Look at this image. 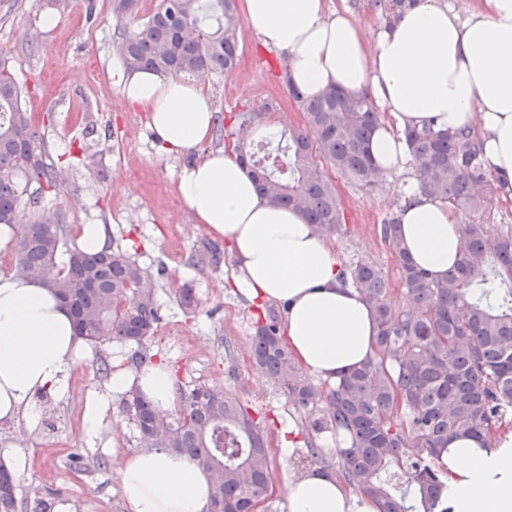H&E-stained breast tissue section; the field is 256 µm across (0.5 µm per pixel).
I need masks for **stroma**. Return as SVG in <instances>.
I'll use <instances>...</instances> for the list:
<instances>
[{"label": "stroma", "mask_w": 512, "mask_h": 512, "mask_svg": "<svg viewBox=\"0 0 512 512\" xmlns=\"http://www.w3.org/2000/svg\"><path fill=\"white\" fill-rule=\"evenodd\" d=\"M91 1L96 14L90 19ZM160 2L141 0L139 16L119 21L108 0H66L62 9L49 0H0V51L8 54L24 87L23 102L34 113L54 163L66 169L64 182L47 200L64 218L68 248H75L81 225H102L107 243L128 251L155 288L161 321L149 343L152 364L176 381L224 386L250 410L270 413L267 437L275 480L260 512H287V481L312 469L335 470L336 444L321 434L323 459L303 456L311 416L287 403L251 363V318L258 303L235 287L228 246L206 226H193L177 191L179 169L201 157V150L176 155L162 149L147 113L131 109L112 80L117 43ZM48 17L54 18L53 27L45 26ZM238 39L237 68L205 80L218 115L228 118L273 102L276 116L288 126H304V112L288 95L282 57L247 28H240ZM85 142L91 145L86 152L80 149ZM318 166L335 181L344 206L347 232L330 241L341 264L361 257L376 261L389 275L393 301H400L394 258L375 231L401 201L396 178L362 189L326 160ZM215 247L220 264H192L193 255ZM186 282L198 301L191 313L175 294ZM121 349L114 341L98 346L69 368L63 394H38L36 427L23 418L0 421V448L13 446L25 459L18 483L29 512H52L60 501L68 502L71 512H130L115 460L139 451L141 444L122 397L111 394L95 363L97 356L110 354L114 366L133 369ZM95 396L106 397L108 404L96 436L89 437L83 413Z\"/></svg>", "instance_id": "stroma-1"}]
</instances>
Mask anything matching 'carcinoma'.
I'll list each match as a JSON object with an SVG mask.
<instances>
[{
  "label": "carcinoma",
  "mask_w": 512,
  "mask_h": 512,
  "mask_svg": "<svg viewBox=\"0 0 512 512\" xmlns=\"http://www.w3.org/2000/svg\"><path fill=\"white\" fill-rule=\"evenodd\" d=\"M118 20L139 10L140 0H109ZM390 27L416 0H369ZM241 27L235 0H163L118 53L128 69L158 73L223 74L239 59ZM305 113L303 127L236 139L238 159L257 192L301 211L325 239L347 232L336 184L318 168L320 154L360 187L377 181L367 143L380 115L367 95L331 89L307 97L288 84ZM253 109L235 115V132L255 127ZM424 190L464 212L484 209L501 190L485 170L475 135L468 129L432 126L404 132ZM49 153L22 87L0 54V224L18 225L12 272L52 278L62 302H71L77 338L93 347L109 340L135 346L132 360L148 361V342L159 322L155 293L143 269L125 251L68 253L65 228L45 206L44 192L61 185L62 169ZM36 188L25 195L17 184ZM28 219L19 223L21 212ZM389 245L408 301L404 311L389 299L388 274L361 259L344 269V281L370 304L376 351L359 368L325 388L295 362L284 340L282 316L266 309L254 322L252 364L299 410L313 413L316 434L331 431L340 445L338 472L381 512H449L439 457L441 445L458 437H491L512 426V227L490 230L464 220L460 257L434 280L403 245L395 218L379 227ZM139 438L155 450L189 456L210 477L209 512H255L270 497L271 457L260 422L221 386L180 391L181 413L149 440L161 412L139 390L124 402ZM0 512H25L14 472L0 463Z\"/></svg>",
  "instance_id": "cac0c4a2"
}]
</instances>
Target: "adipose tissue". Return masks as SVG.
Wrapping results in <instances>:
<instances>
[{"instance_id":"adipose-tissue-1","label":"adipose tissue","mask_w":512,"mask_h":512,"mask_svg":"<svg viewBox=\"0 0 512 512\" xmlns=\"http://www.w3.org/2000/svg\"><path fill=\"white\" fill-rule=\"evenodd\" d=\"M326 2L241 0V10L307 95L333 87L370 94L381 119L369 151L384 175L399 179L403 243L432 278H443L459 257L462 216L422 189L403 133L429 122L470 127L487 171L512 186V0H478L464 14L451 0H419L369 44L347 9L328 10ZM115 76L168 151L211 139L216 111L200 83L121 64ZM177 180L197 222L228 244L237 288L287 303L288 347L305 370L332 384L364 363L374 348L371 308L345 285L337 254L300 211L260 197L227 147L182 167ZM84 353L69 309L50 288L0 274V420L22 414L36 425L34 395L63 392L68 368ZM134 388L160 409L172 404L173 383L161 367L113 372L112 394ZM442 457L453 512H512V429L448 441ZM118 475L132 512H206L209 480L187 457L143 450ZM285 498L288 512H380L375 500L319 470L292 479Z\"/></svg>"}]
</instances>
